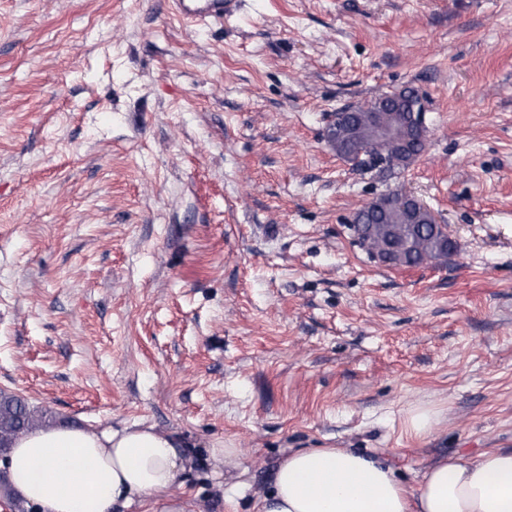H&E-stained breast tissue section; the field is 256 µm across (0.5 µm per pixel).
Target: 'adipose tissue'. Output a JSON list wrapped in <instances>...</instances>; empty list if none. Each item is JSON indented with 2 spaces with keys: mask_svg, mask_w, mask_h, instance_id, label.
Listing matches in <instances>:
<instances>
[{
  "mask_svg": "<svg viewBox=\"0 0 512 512\" xmlns=\"http://www.w3.org/2000/svg\"><path fill=\"white\" fill-rule=\"evenodd\" d=\"M179 441L154 426L87 428L62 422L17 438L4 469L14 496L42 512H115L152 497L183 470ZM255 512H512V451L444 460L409 495L385 461L347 449H298L275 472Z\"/></svg>",
  "mask_w": 512,
  "mask_h": 512,
  "instance_id": "ef3b65f1",
  "label": "adipose tissue"
}]
</instances>
